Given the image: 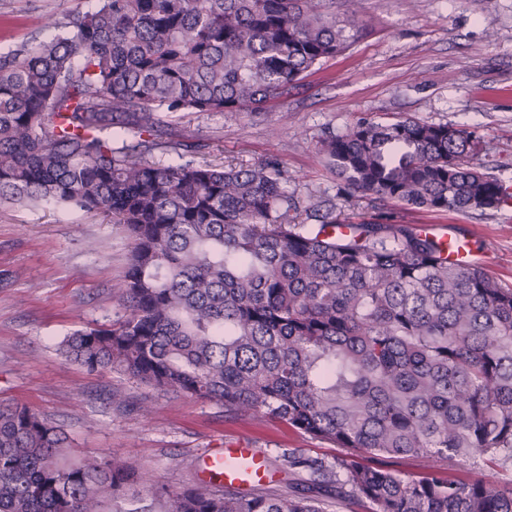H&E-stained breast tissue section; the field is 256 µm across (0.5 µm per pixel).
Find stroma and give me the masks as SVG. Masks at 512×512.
I'll list each match as a JSON object with an SVG mask.
<instances>
[{
  "label": "stroma",
  "instance_id": "obj_1",
  "mask_svg": "<svg viewBox=\"0 0 512 512\" xmlns=\"http://www.w3.org/2000/svg\"><path fill=\"white\" fill-rule=\"evenodd\" d=\"M99 0H0V53L61 34ZM365 31L346 54L317 65L287 96L260 110L177 112L164 140L204 144L202 160L247 166L278 160L301 209L335 204L338 218L383 212L405 224L453 230L476 247L486 269L512 286V205L466 215L427 214L394 202L349 196L317 149L358 120L412 117L473 132L474 162L512 186V0H336ZM131 244L121 225L74 207L0 204V404H19L55 422L71 456L136 461L154 487L201 483L203 452L241 439L264 451L276 492L306 491L284 450L333 460L338 450L256 414L164 392L128 376L86 371L66 360L71 332L123 314L113 288Z\"/></svg>",
  "mask_w": 512,
  "mask_h": 512
}]
</instances>
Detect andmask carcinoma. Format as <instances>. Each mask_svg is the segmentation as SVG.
Segmentation results:
<instances>
[{"instance_id":"cac0c4a2","label":"carcinoma","mask_w":512,"mask_h":512,"mask_svg":"<svg viewBox=\"0 0 512 512\" xmlns=\"http://www.w3.org/2000/svg\"><path fill=\"white\" fill-rule=\"evenodd\" d=\"M331 0H101L64 34L0 54V202L77 206L121 224L124 315L67 337L89 372L262 413L342 449H291L330 499L234 486L154 492L125 512H512V288L445 256L431 233L329 206L305 224L277 160L163 163L161 113L263 108L362 35ZM473 134L410 119L356 122L318 151L351 195L468 214L512 203L473 162ZM68 436L0 407V512H103L137 466L67 460ZM421 459L420 471L371 465Z\"/></svg>"}]
</instances>
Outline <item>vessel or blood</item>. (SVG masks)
<instances>
[{
    "instance_id": "vessel-or-blood-1",
    "label": "vessel or blood",
    "mask_w": 512,
    "mask_h": 512,
    "mask_svg": "<svg viewBox=\"0 0 512 512\" xmlns=\"http://www.w3.org/2000/svg\"><path fill=\"white\" fill-rule=\"evenodd\" d=\"M202 463L207 473L221 476L224 483L239 488L262 487L274 482L265 454L244 440L211 449Z\"/></svg>"
}]
</instances>
